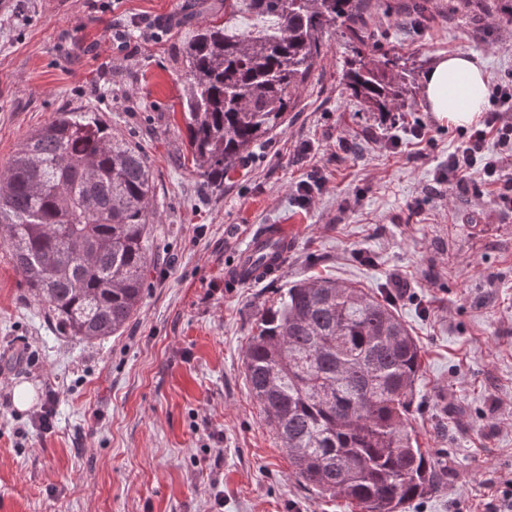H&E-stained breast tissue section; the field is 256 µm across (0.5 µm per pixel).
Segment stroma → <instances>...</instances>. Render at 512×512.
I'll list each match as a JSON object with an SVG mask.
<instances>
[{
	"label": "stroma",
	"instance_id": "obj_1",
	"mask_svg": "<svg viewBox=\"0 0 512 512\" xmlns=\"http://www.w3.org/2000/svg\"><path fill=\"white\" fill-rule=\"evenodd\" d=\"M375 2L372 52L399 51L415 83L399 151L374 143L379 115L346 86L352 51L334 35L284 125L214 192L186 160L189 0H0V169L54 112L82 106L146 152L155 188L147 288L119 335L52 329L0 245V512H361L298 480L244 375L258 314L314 276L391 294L421 347L411 424L448 476L405 512H490L512 477V213L437 185L458 136L429 112L424 78L463 53L489 85L512 79V26L480 0H429L423 18L406 13L413 0ZM418 121L434 145L409 135ZM280 224L282 273L227 287L247 240ZM19 385L34 393L24 410Z\"/></svg>",
	"mask_w": 512,
	"mask_h": 512
}]
</instances>
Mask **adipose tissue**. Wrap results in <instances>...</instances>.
Masks as SVG:
<instances>
[{
	"mask_svg": "<svg viewBox=\"0 0 512 512\" xmlns=\"http://www.w3.org/2000/svg\"><path fill=\"white\" fill-rule=\"evenodd\" d=\"M424 94L430 112L439 121L457 127L471 125L486 104L484 71L470 55L442 57L426 76Z\"/></svg>",
	"mask_w": 512,
	"mask_h": 512,
	"instance_id": "adipose-tissue-1",
	"label": "adipose tissue"
}]
</instances>
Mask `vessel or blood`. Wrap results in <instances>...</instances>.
<instances>
[{
	"label": "vessel or blood",
	"mask_w": 512,
	"mask_h": 512,
	"mask_svg": "<svg viewBox=\"0 0 512 512\" xmlns=\"http://www.w3.org/2000/svg\"><path fill=\"white\" fill-rule=\"evenodd\" d=\"M288 253V239L281 232L265 231L254 237L240 255L237 267L227 272L229 287L263 281L278 275Z\"/></svg>",
	"instance_id": "b4317fda"
}]
</instances>
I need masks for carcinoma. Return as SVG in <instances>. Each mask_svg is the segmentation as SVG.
I'll return each mask as SVG.
<instances>
[{
    "label": "carcinoma",
    "mask_w": 512,
    "mask_h": 512,
    "mask_svg": "<svg viewBox=\"0 0 512 512\" xmlns=\"http://www.w3.org/2000/svg\"><path fill=\"white\" fill-rule=\"evenodd\" d=\"M373 25L366 0H224V22L188 29L181 106L202 181L221 190L284 124L335 33L353 45L345 77L369 110L411 99L402 55L365 53ZM153 198L145 152L80 108L54 113L0 170V244L62 334L114 336L138 310ZM421 358L390 303L315 278L256 319L244 374L305 486L401 512L444 480L409 418Z\"/></svg>",
    "instance_id": "cac0c4a2"
}]
</instances>
